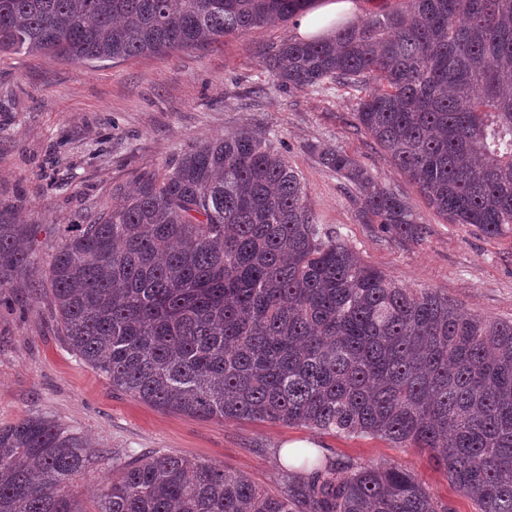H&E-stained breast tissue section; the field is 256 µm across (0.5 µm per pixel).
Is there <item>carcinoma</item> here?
Here are the masks:
<instances>
[{"label": "carcinoma", "mask_w": 512, "mask_h": 512, "mask_svg": "<svg viewBox=\"0 0 512 512\" xmlns=\"http://www.w3.org/2000/svg\"><path fill=\"white\" fill-rule=\"evenodd\" d=\"M310 0H0V52L77 63L192 49L284 23ZM280 90L357 93L355 130L450 224L512 230V0H407L328 40L265 48ZM322 163L360 212L401 236L411 204L347 153ZM61 237L57 324L112 390L222 420L303 423L428 450L481 512H512V320L411 291L323 234L298 173L242 129L144 172ZM34 225L0 212V293L28 275ZM124 455L53 416L0 426V512H448L396 465L305 455L277 492L156 452L112 467L88 506L73 490Z\"/></svg>", "instance_id": "1"}]
</instances>
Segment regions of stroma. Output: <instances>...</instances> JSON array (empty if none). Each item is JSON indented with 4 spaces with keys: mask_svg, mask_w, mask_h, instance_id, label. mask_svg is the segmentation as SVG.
Masks as SVG:
<instances>
[{
    "mask_svg": "<svg viewBox=\"0 0 512 512\" xmlns=\"http://www.w3.org/2000/svg\"><path fill=\"white\" fill-rule=\"evenodd\" d=\"M296 37L288 21L196 49L92 65L0 52V210L36 228L33 281L7 289L0 301V424L45 411L103 448L192 457L268 491L278 488L281 447L311 441L356 465L413 472L448 512H480L418 448L301 424L193 417L115 392L73 356L58 329L44 285L64 229L108 207L113 186L131 185L143 171L165 172L188 147L244 127L281 142L316 223L368 265L399 286L432 289L470 313L512 320V232L493 237L448 223L384 150L355 131L349 90L280 92L262 51ZM336 149L409 201L424 226L420 236L366 222L350 184L321 162V152Z\"/></svg>",
    "mask_w": 512,
    "mask_h": 512,
    "instance_id": "stroma-1",
    "label": "stroma"
}]
</instances>
